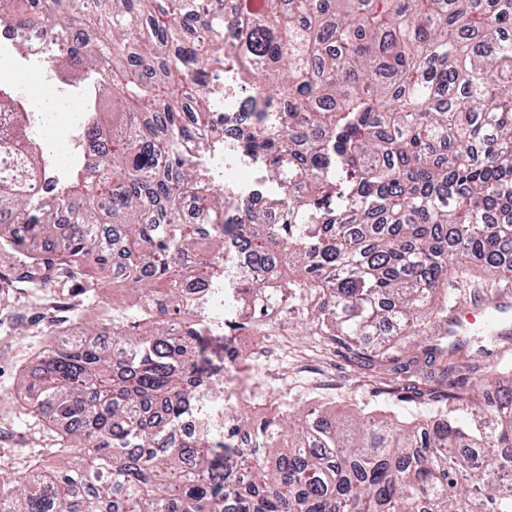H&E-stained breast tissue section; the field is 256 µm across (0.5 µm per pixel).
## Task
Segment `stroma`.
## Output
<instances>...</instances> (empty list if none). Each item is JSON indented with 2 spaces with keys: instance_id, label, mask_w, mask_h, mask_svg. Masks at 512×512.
Returning a JSON list of instances; mask_svg holds the SVG:
<instances>
[{
  "instance_id": "stroma-1",
  "label": "stroma",
  "mask_w": 512,
  "mask_h": 512,
  "mask_svg": "<svg viewBox=\"0 0 512 512\" xmlns=\"http://www.w3.org/2000/svg\"><path fill=\"white\" fill-rule=\"evenodd\" d=\"M4 54L20 71L41 73L54 85L57 99L87 110L95 94L84 82L62 85L56 74L35 58L8 47ZM502 296L512 302V282L492 275L474 262L457 267L448 279L449 305L472 308L480 301ZM26 317V325H0V467L20 466L25 452L47 447L48 439L37 422L13 413L9 397L19 381V369L30 365L35 351L49 343L46 322H29L27 299L0 287V316ZM314 310L307 294L247 328L215 330L204 351L205 370L215 385L224 389V410L248 417L276 411L286 401L295 408L318 407L339 419L362 410L378 418H398L410 423L417 412L414 403L401 400L400 381L388 363L373 362L333 343L313 323ZM507 336L485 338L476 325H464L460 333L479 338L486 353L480 365L512 366V311L506 315Z\"/></svg>"
}]
</instances>
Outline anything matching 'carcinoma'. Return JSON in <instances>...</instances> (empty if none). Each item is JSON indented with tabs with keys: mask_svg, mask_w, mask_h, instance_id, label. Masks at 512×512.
<instances>
[{
	"mask_svg": "<svg viewBox=\"0 0 512 512\" xmlns=\"http://www.w3.org/2000/svg\"><path fill=\"white\" fill-rule=\"evenodd\" d=\"M35 2L0 0V27L48 30L20 50L64 84L95 73L112 123L85 113L84 165L51 180L31 106L0 88L17 147L0 156V250L14 280L93 302L118 265L140 303L51 320L57 344L11 394L50 447L0 468V512H512V367L471 393L449 378L466 340L403 341L414 319L448 318L459 262L512 278V0H238L227 51L207 0ZM234 112L253 121L226 142ZM218 153L276 186L266 210L227 216L241 192L214 191ZM230 247L275 277L240 278ZM197 267L254 312L305 289L323 332L406 375L422 424L284 402L212 441L182 435L224 395L185 304Z\"/></svg>",
	"mask_w": 512,
	"mask_h": 512,
	"instance_id": "cac0c4a2",
	"label": "carcinoma"
}]
</instances>
